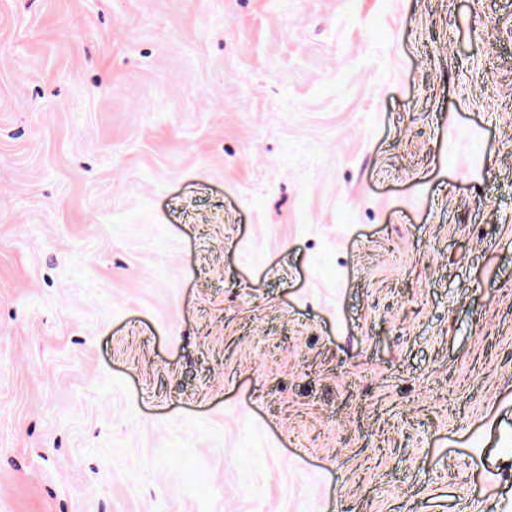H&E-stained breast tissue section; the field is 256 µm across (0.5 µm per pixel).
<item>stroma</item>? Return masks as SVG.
Segmentation results:
<instances>
[{
  "label": "stroma",
  "instance_id": "1",
  "mask_svg": "<svg viewBox=\"0 0 512 512\" xmlns=\"http://www.w3.org/2000/svg\"><path fill=\"white\" fill-rule=\"evenodd\" d=\"M0 512H512V0H0Z\"/></svg>",
  "mask_w": 512,
  "mask_h": 512
}]
</instances>
